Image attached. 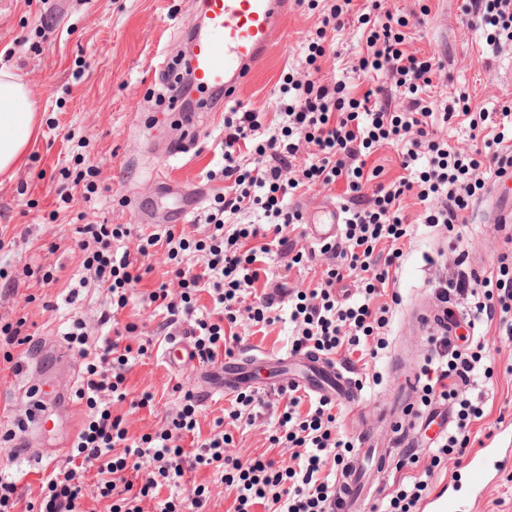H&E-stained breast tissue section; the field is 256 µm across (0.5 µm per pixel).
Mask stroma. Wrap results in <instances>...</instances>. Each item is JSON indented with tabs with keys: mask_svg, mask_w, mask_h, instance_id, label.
<instances>
[{
	"mask_svg": "<svg viewBox=\"0 0 512 512\" xmlns=\"http://www.w3.org/2000/svg\"><path fill=\"white\" fill-rule=\"evenodd\" d=\"M332 3L319 0L311 9L293 0L281 37L239 89L238 108L262 112L266 121H275L280 75L286 68L299 78L307 74V40ZM462 4L463 0H383L382 7L419 13L418 23L407 30L408 49L435 56L448 73L435 88V99L466 93L473 111H496L512 103V49L496 56L487 51L479 31L467 24ZM423 6L428 9L424 15L419 12ZM198 20L192 0H0V67L24 78L42 118L29 163L13 176L0 175V239L5 242L0 250V325L25 318L29 337L21 345L0 339V472L14 477L23 502H39L41 477L68 455L60 440L75 437L88 409L74 395L77 378L57 367L53 358H46L44 373L33 388L21 363L44 338L68 348L66 334L74 321H81L88 342L108 334L99 317L110 303L109 294L92 283L78 284L86 271L77 224L125 225L130 235L123 246L132 250L139 236L157 230L156 225L141 223L139 207L165 213L178 207L186 192L198 194L206 204L223 187L222 181L205 177L218 160L223 113H201L194 139L185 141L176 119L178 106L168 100L157 74L161 62L187 58L189 45L182 34ZM364 46L356 27L338 31L331 49L319 60L321 77L345 80L352 95H362L369 79L351 77L349 71ZM90 166L97 171L98 191L94 202L86 203L76 175ZM159 176L171 185L172 194L156 191L154 180ZM478 176L485 192L473 197L466 212L468 223L457 236L421 224L424 205L415 193L402 201L411 226L395 273L402 302L388 327V349L367 365V374L378 375L379 381L361 392L366 427H378L385 413L416 404L417 395L406 389L401 366L407 362L422 368L427 354L424 334L437 330L436 318L443 309H451L459 319L467 316L471 304L461 297L440 305L434 295L440 281L496 271L502 236L498 216L512 210V193L497 188L492 168H480ZM67 194L73 197L71 207H57L60 196ZM457 240L462 246L456 252L452 245ZM284 265L281 258L271 263L269 287L312 288L323 271L316 263L289 271ZM37 266L50 272L51 281L34 274ZM118 321L136 324L132 344L149 346L147 356L128 375V390L134 396L152 392L155 402L149 409L116 403L113 415L122 417L131 436L156 433L180 407L181 395L173 390L179 383L206 393L199 424L202 434H209L228 402L222 392H207L201 379L204 365L191 359L177 365L167 361L170 336H179L184 346L193 344L181 324L158 334L157 321L139 296L119 313ZM237 331L245 338L244 349L273 358L291 352L287 324L278 322L256 332L243 319ZM475 332L490 351L493 369L485 415L473 427L483 441L499 428L512 426V341L503 338L493 323H480ZM7 352L14 368L6 366ZM48 389L65 391L67 407L43 410ZM42 411L48 423L45 431L30 433L28 456L12 453L9 436L20 434ZM184 482L180 496L202 484L207 488L206 512H229L233 499L218 473L190 471Z\"/></svg>",
	"mask_w": 512,
	"mask_h": 512,
	"instance_id": "stroma-1",
	"label": "stroma"
}]
</instances>
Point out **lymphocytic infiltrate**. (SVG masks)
<instances>
[{
  "label": "lymphocytic infiltrate",
  "mask_w": 512,
  "mask_h": 512,
  "mask_svg": "<svg viewBox=\"0 0 512 512\" xmlns=\"http://www.w3.org/2000/svg\"><path fill=\"white\" fill-rule=\"evenodd\" d=\"M462 12L469 25L482 31L492 51L512 44V0H465ZM368 51L359 57L353 73L383 75L409 100L405 110L377 104L374 90L362 97L345 94L342 82L283 76L282 90L289 99L276 127L266 125L258 111L231 110L224 115L221 176L224 191L216 195L204 217L210 227L206 238L196 239L168 225L160 233L140 237L136 251L117 249L129 231L120 224H86L78 245L87 256L84 268L97 287L111 294L110 308L100 315L113 325L112 336L89 345L84 333H71L85 371L75 391L92 415L72 442L74 451L65 466L44 479L38 512H76L89 473H96L102 496L111 498L110 512H143L144 499L157 502L158 512H203L204 486L192 488L187 500L161 497L165 487L178 486L184 476L182 442L197 429L200 396L185 392L182 406L167 428L140 439L130 438L121 417L110 410L111 400L128 399L127 375L134 362L147 353L145 345L127 343L135 324L119 325L124 309L145 274L152 271L151 257L165 249L171 272L181 289L172 297L168 282H159L144 301L163 325L184 322L194 340L192 356L199 363L215 362L219 355H233L242 339L231 328L247 318L253 326L267 327L288 319L292 326V351L316 352L350 363L353 355L377 358L388 346L385 331L399 293L390 292L392 268L403 252L400 242L410 226L400 207L407 192H416L425 205L422 221L428 226L453 228L465 223L472 197L484 188L477 170L491 162L497 174L512 170V150L502 149V136L484 139L482 147L449 144L433 128L429 92L442 68L434 57L406 52L403 15L373 16L360 12ZM384 144L401 148V165L408 178L392 185L377 183L360 158ZM310 146V162L299 178L289 172L302 146ZM344 181L356 201L347 212L338 241L321 245L320 255L334 258L315 288L297 290L286 314L277 313L254 288L260 272L273 256H291L301 263L304 255L293 250L291 238L303 215L290 209L288 200L301 187H329ZM367 206H359L360 198ZM256 212L255 224L237 218ZM200 254L196 268H183V252ZM498 271L491 277L440 283L438 298L451 294L470 298L475 322L497 321L503 335L512 338V236H505L497 255ZM207 293L212 313H196V300ZM425 364L416 391L422 406L452 403L455 427L432 444L430 469L407 476L388 499L384 512H419L429 490L433 467L447 457L463 458L470 444V426L483 415V397L464 394V386L488 387L492 373L483 362L490 354L483 343L456 346L449 336H429ZM284 405L277 418L272 445L292 449L293 465H279L268 452L243 460L228 454L232 431L243 419H254L265 408L262 396L242 392L235 396L227 418L216 421V431L199 441L193 456L197 468L224 475L234 494L232 512H336L341 492L340 472L353 443L336 434L332 403L300 393L297 387L280 388ZM154 469L147 477L139 472L144 461Z\"/></svg>",
  "instance_id": "lymphocytic-infiltrate-1"
}]
</instances>
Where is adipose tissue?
Returning <instances> with one entry per match:
<instances>
[{"label":"adipose tissue","instance_id":"1","mask_svg":"<svg viewBox=\"0 0 512 512\" xmlns=\"http://www.w3.org/2000/svg\"><path fill=\"white\" fill-rule=\"evenodd\" d=\"M39 126L28 84L12 70L0 68V175L26 163Z\"/></svg>","mask_w":512,"mask_h":512}]
</instances>
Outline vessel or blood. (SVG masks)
Segmentation results:
<instances>
[{"label":"vessel or blood","mask_w":512,"mask_h":512,"mask_svg":"<svg viewBox=\"0 0 512 512\" xmlns=\"http://www.w3.org/2000/svg\"><path fill=\"white\" fill-rule=\"evenodd\" d=\"M288 4L289 0H202L205 25L192 36L188 69L196 90L203 95L204 108L220 112L233 100L240 85L282 34ZM343 217L341 207H323L309 221L308 236L317 243L335 239ZM257 360V355L249 352L222 359L210 372L216 389L232 395L262 383L278 385L285 377L319 398L343 405L359 429L368 463L351 465L344 471L337 512H364L368 499L378 491L377 475L386 470L397 450L379 447L374 434L364 429L359 411L361 393L350 371L335 361L308 353L300 359L266 360L261 372L255 368ZM509 457H512V432L504 429L468 456L465 466L473 502H480L483 484L503 459ZM422 512H461L454 486L441 483L424 501Z\"/></svg>","instance_id":"vessel-or-blood-1"}]
</instances>
